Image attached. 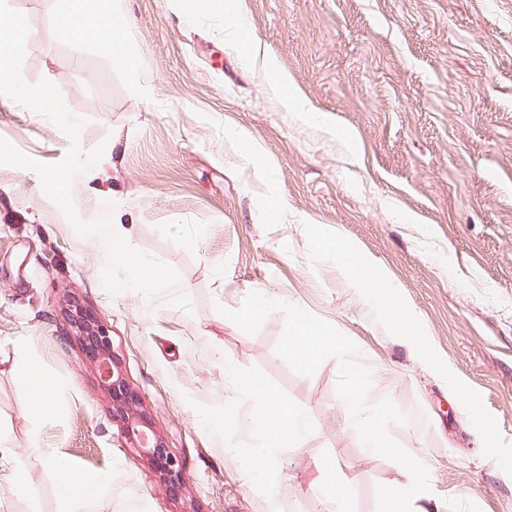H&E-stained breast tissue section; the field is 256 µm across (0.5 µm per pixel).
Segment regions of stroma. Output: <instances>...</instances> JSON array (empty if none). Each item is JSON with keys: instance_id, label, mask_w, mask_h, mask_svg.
Listing matches in <instances>:
<instances>
[{"instance_id": "obj_1", "label": "stroma", "mask_w": 512, "mask_h": 512, "mask_svg": "<svg viewBox=\"0 0 512 512\" xmlns=\"http://www.w3.org/2000/svg\"><path fill=\"white\" fill-rule=\"evenodd\" d=\"M9 3L30 26L26 81L54 83L85 120L82 150L105 148L101 171L74 182L79 216L114 202L135 248L178 271L193 310L109 294L93 240L37 174L0 165V431L32 486L15 494L1 463L0 512H63L54 459L108 480L95 512H269L240 454L258 437L228 363L308 424L276 458L288 512H385L406 464L418 472L410 512H512V0H244L255 59L218 10L189 15L179 0H84L87 16L128 17L118 50L76 40L56 0ZM265 58L301 108L271 89ZM0 137L49 164L70 147L4 95ZM335 237L390 280L420 345L327 255ZM74 302L110 329L125 379L183 461L179 500L113 420L71 336ZM295 305L330 338L310 359L287 345ZM32 365L58 396L34 422L15 390ZM352 366L384 443L373 452L342 409ZM337 483L341 504L327 491Z\"/></svg>"}]
</instances>
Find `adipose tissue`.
<instances>
[{"label":"adipose tissue","mask_w":512,"mask_h":512,"mask_svg":"<svg viewBox=\"0 0 512 512\" xmlns=\"http://www.w3.org/2000/svg\"><path fill=\"white\" fill-rule=\"evenodd\" d=\"M57 6L61 19L68 24L76 39L84 40L108 32L112 35L113 44L118 45L127 34V19L119 11L90 18L83 12L82 0H57ZM224 376L234 397L252 401L255 405L250 422L265 440L247 449L246 454L268 484L278 486L280 473L272 461L279 450L298 442L306 431L305 423L300 413L287 402L261 383L241 377L232 365H225ZM16 391L21 411L28 418L43 416L55 406L52 384L36 368L17 375ZM52 467L57 491L66 506L65 512H89L105 490L103 483L78 476L71 466L64 463L56 461Z\"/></svg>","instance_id":"1"}]
</instances>
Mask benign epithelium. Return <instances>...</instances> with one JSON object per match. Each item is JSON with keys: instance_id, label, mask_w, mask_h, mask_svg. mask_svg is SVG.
I'll list each match as a JSON object with an SVG mask.
<instances>
[{"instance_id": "7a95c632", "label": "benign epithelium", "mask_w": 512, "mask_h": 512, "mask_svg": "<svg viewBox=\"0 0 512 512\" xmlns=\"http://www.w3.org/2000/svg\"><path fill=\"white\" fill-rule=\"evenodd\" d=\"M69 323L85 358L94 367L99 387L110 399L112 418L122 423L126 440L159 474L165 494L173 500L179 498L185 484L183 464L155 434L142 410L140 394L123 377L110 330L97 312L76 302L71 304Z\"/></svg>"}]
</instances>
